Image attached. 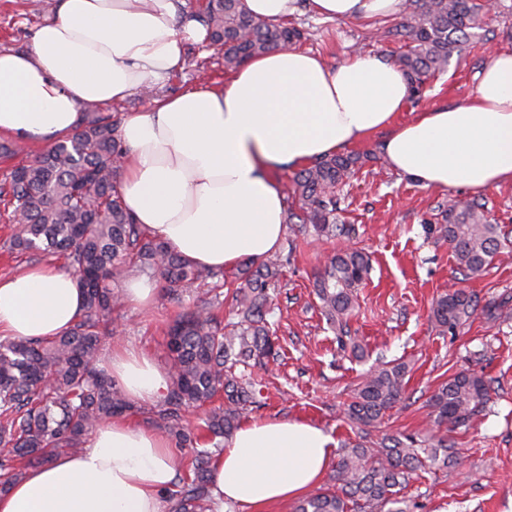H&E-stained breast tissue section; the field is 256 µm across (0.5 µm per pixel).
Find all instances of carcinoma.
I'll return each instance as SVG.
<instances>
[{"label":"carcinoma","instance_id":"cac0c4a2","mask_svg":"<svg viewBox=\"0 0 512 512\" xmlns=\"http://www.w3.org/2000/svg\"><path fill=\"white\" fill-rule=\"evenodd\" d=\"M198 19L209 43L223 51L224 67L233 69L253 55L296 45L304 32L271 24L250 14L243 0H206ZM479 0H404L401 21L382 37L403 41L408 51L396 65L417 89L461 57L462 46L483 29ZM87 120L72 135L16 164L0 184V205L8 219L21 216L11 249L19 254L58 253L77 277L85 297L82 318L61 336L0 340V492L27 470L61 454H77L90 430L131 410L112 379L97 368L99 350L118 329L114 316L122 295L112 283L128 269L159 275L171 297L180 299L202 282L212 284V298L196 304L172 322L166 348L171 359L170 387L152 411V423L184 448L186 477L175 494L173 512H208L212 448L222 447L244 414L258 406L255 370L277 359L270 314L269 286L280 274L282 259L273 256L245 266L234 291L238 321L224 323L211 312L222 303L224 271L196 267L163 242L145 235L125 207L119 191L120 159L125 152L118 122L84 107ZM360 157L335 154L314 161L294 176L300 212H291L295 236L348 233L336 223L337 188L355 174ZM448 241L465 278L483 274L505 233L488 219L478 199L440 204ZM370 270L368 256L340 250L315 280L321 311L341 349L363 353L352 338L349 318L356 290ZM488 322L512 316V296L479 304L462 288L438 297L432 317L452 336L474 316ZM408 365L380 362L352 390L344 419L365 429L381 425L387 412L406 399ZM489 399V383L476 372H459L434 391L428 406L434 422L466 426ZM209 406L197 428L188 427L184 411ZM457 452L445 437L418 439L386 436L379 442L348 443L336 461V487L304 499L295 512H414L403 495L416 472L426 466L451 468Z\"/></svg>","mask_w":512,"mask_h":512}]
</instances>
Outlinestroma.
Listing matches in <instances>:
<instances>
[{"label":"stroma","mask_w":512,"mask_h":512,"mask_svg":"<svg viewBox=\"0 0 512 512\" xmlns=\"http://www.w3.org/2000/svg\"><path fill=\"white\" fill-rule=\"evenodd\" d=\"M50 17L43 0H0V50H27L34 29ZM397 20L394 14L329 20L312 14L300 0L291 23L308 32L301 49L336 65L355 53L391 61L399 45L383 39L382 31ZM185 50L195 56V64L160 83V94L175 96L195 85L226 82L224 59L208 42H186ZM498 50H512V0H500L498 9L486 16L481 38L468 44L460 63L429 79L420 96L409 99L400 121L436 105L466 103L478 72ZM383 138L377 132L348 147L361 157L356 175L341 192L339 218L349 235L312 234L299 240L296 250L284 242L277 249L285 262L271 293L270 319L278 325L280 357L262 372L261 405L249 416L301 418L323 428L336 442L354 439L343 418L351 389L372 360L406 362L411 368L408 399L389 411L379 427L369 429L368 440L377 442L386 434L445 435L455 442L459 455L455 467L411 479L405 494L417 503V512H512V319L489 323L476 316L450 336L430 318L433 301L452 287L483 299L512 294V245L494 256L484 276L463 278L436 229L442 222L440 202L451 196L471 197V190L420 187L389 167L381 149ZM346 246L363 250L371 259L349 322L352 337L368 354L362 362L340 349L314 293L315 274L327 257ZM207 296V287L200 286L179 302L159 292L147 312L124 305V330L109 340V347L143 350L168 365L164 343L169 322L183 307ZM468 370L490 379L491 399L469 427L449 432L435 424L427 401L448 377Z\"/></svg>","instance_id":"stroma-1"}]
</instances>
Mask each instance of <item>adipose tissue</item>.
I'll return each instance as SVG.
<instances>
[{
	"label": "adipose tissue",
	"mask_w": 512,
	"mask_h": 512,
	"mask_svg": "<svg viewBox=\"0 0 512 512\" xmlns=\"http://www.w3.org/2000/svg\"><path fill=\"white\" fill-rule=\"evenodd\" d=\"M401 0H308L336 20L394 14ZM176 0H54L25 52L0 51V135L39 145L82 127L85 103L151 88L204 40ZM409 87L390 62L356 53L337 65L291 48L251 58L221 87L198 86L128 113L120 192L142 230L193 265L230 270L261 261L286 224L281 171L385 131L390 167L425 189L481 191L512 182V51L495 52L467 104L397 123ZM84 314L71 272L48 265L0 279V335L62 334ZM139 406L169 374L150 354L112 348L102 362ZM332 437L300 419L241 424L211 464V512L225 502L271 512L300 498L334 456ZM169 440L130 419L95 428L85 448L29 469L0 493V512H165L176 474Z\"/></svg>",
	"instance_id": "adipose-tissue-1"
}]
</instances>
